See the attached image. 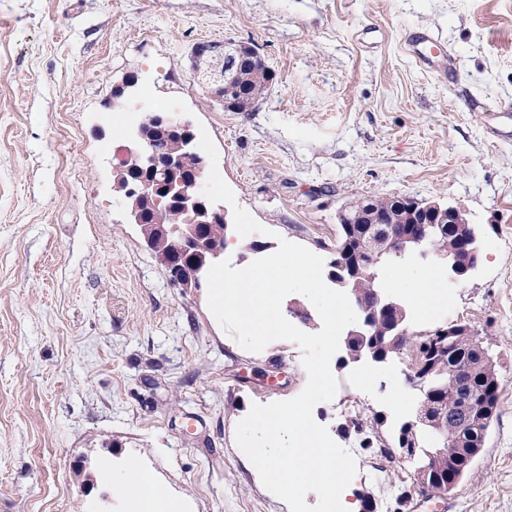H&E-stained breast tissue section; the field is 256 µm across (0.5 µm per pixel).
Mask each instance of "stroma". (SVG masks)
<instances>
[{"mask_svg":"<svg viewBox=\"0 0 512 512\" xmlns=\"http://www.w3.org/2000/svg\"><path fill=\"white\" fill-rule=\"evenodd\" d=\"M379 26L377 47L356 38ZM412 30L456 60L439 80L408 56ZM232 39L272 74L250 112H227L194 76L191 50ZM135 77L122 104L114 90ZM205 127L237 204L263 225L224 250L233 267L280 240L331 261L343 207L409 196L461 207L481 259L448 278V301L414 333L464 322L497 364L498 415L447 499L413 492L414 466L364 450L351 500L377 512H512V0H0V512H132L113 474L139 469L188 512H290L235 440L252 404L307 382L302 349H242L206 290L171 284L128 223L112 159L142 98ZM336 398L313 416L340 446L339 401L363 399L393 441L417 394L400 356L332 359ZM405 503H398L402 491Z\"/></svg>","mask_w":512,"mask_h":512,"instance_id":"1","label":"stroma"}]
</instances>
